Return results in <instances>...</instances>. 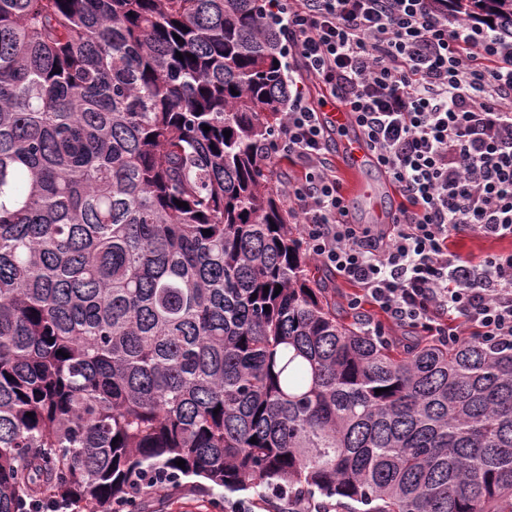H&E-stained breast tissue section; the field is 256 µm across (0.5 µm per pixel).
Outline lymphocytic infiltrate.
<instances>
[{
	"label": "lymphocytic infiltrate",
	"mask_w": 512,
	"mask_h": 512,
	"mask_svg": "<svg viewBox=\"0 0 512 512\" xmlns=\"http://www.w3.org/2000/svg\"><path fill=\"white\" fill-rule=\"evenodd\" d=\"M302 70L340 102L400 198L390 228L348 219L323 112L296 93L259 145L298 168L284 189L306 253L387 325L512 350V252L473 262L462 234L512 238V39L438 0H276Z\"/></svg>",
	"instance_id": "f902f5d3"
}]
</instances>
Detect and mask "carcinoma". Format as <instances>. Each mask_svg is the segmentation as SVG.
I'll return each mask as SVG.
<instances>
[{
    "mask_svg": "<svg viewBox=\"0 0 512 512\" xmlns=\"http://www.w3.org/2000/svg\"><path fill=\"white\" fill-rule=\"evenodd\" d=\"M285 57L264 0H0V512H512V351L371 336L312 274L256 158ZM191 481L183 480L177 487L145 496L143 512H231L233 503L241 499L249 502L252 512H268L263 501L249 495L224 496L222 489L208 492L185 484Z\"/></svg>",
    "mask_w": 512,
    "mask_h": 512,
    "instance_id": "1",
    "label": "carcinoma"
}]
</instances>
